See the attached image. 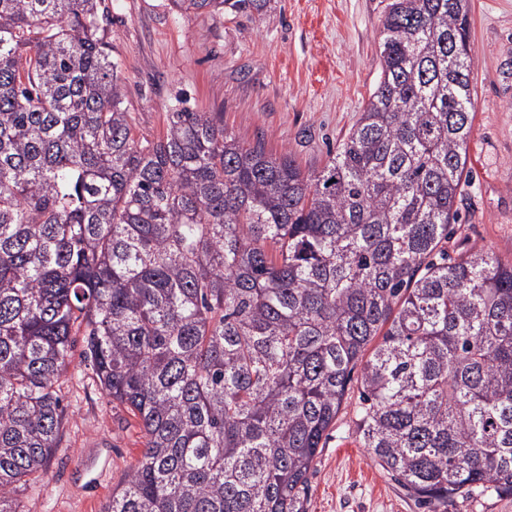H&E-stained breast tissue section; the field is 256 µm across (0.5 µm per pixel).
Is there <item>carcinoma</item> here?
<instances>
[{"label": "carcinoma", "mask_w": 512, "mask_h": 512, "mask_svg": "<svg viewBox=\"0 0 512 512\" xmlns=\"http://www.w3.org/2000/svg\"><path fill=\"white\" fill-rule=\"evenodd\" d=\"M102 2L0 0V512L60 445L77 336L142 433L102 512H307L356 369L360 443L417 505L512 496V264L443 249L469 0H388L380 81L310 174L181 101L138 137Z\"/></svg>", "instance_id": "obj_1"}]
</instances>
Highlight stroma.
<instances>
[{"label":"stroma","instance_id":"35a3bbf8","mask_svg":"<svg viewBox=\"0 0 512 512\" xmlns=\"http://www.w3.org/2000/svg\"><path fill=\"white\" fill-rule=\"evenodd\" d=\"M387 0H269L259 14L205 16L168 0H104L112 55L139 134L159 136L175 100L219 113L240 140L320 170L356 123L380 79L379 31ZM474 121L472 180L445 247L484 248L512 263V0H470ZM73 356L61 394L62 441L24 512H102L140 457V428L92 383ZM357 388L309 478L307 512H418L362 448Z\"/></svg>","mask_w":512,"mask_h":512}]
</instances>
